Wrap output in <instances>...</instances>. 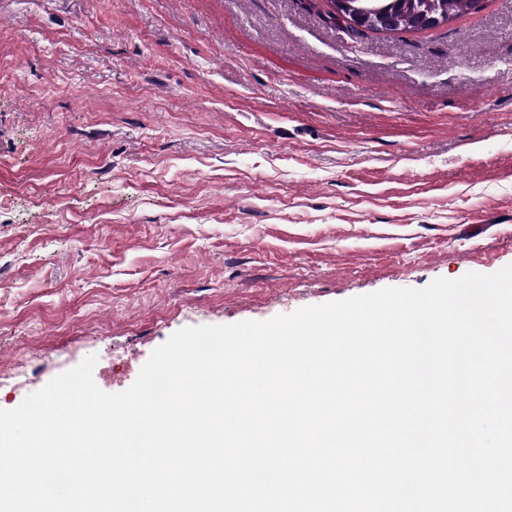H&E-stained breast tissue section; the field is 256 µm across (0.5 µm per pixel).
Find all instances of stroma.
I'll use <instances>...</instances> for the list:
<instances>
[{"label": "stroma", "instance_id": "35a3bbf8", "mask_svg": "<svg viewBox=\"0 0 512 512\" xmlns=\"http://www.w3.org/2000/svg\"><path fill=\"white\" fill-rule=\"evenodd\" d=\"M0 0V409L177 330L512 264V0ZM351 3L354 12L355 9L365 6L368 3H375L381 6L386 11H389L393 16L398 18L396 20L384 13L380 8H372L370 10H359L353 14L354 19L359 25H374L382 31L392 32L415 31L411 24V19L415 13H423L432 11L434 13L448 14L453 18L454 16L472 11L475 9L474 0H348ZM349 2L344 0H336V2H329L331 9L340 11L347 8Z\"/></svg>", "mask_w": 512, "mask_h": 512}]
</instances>
